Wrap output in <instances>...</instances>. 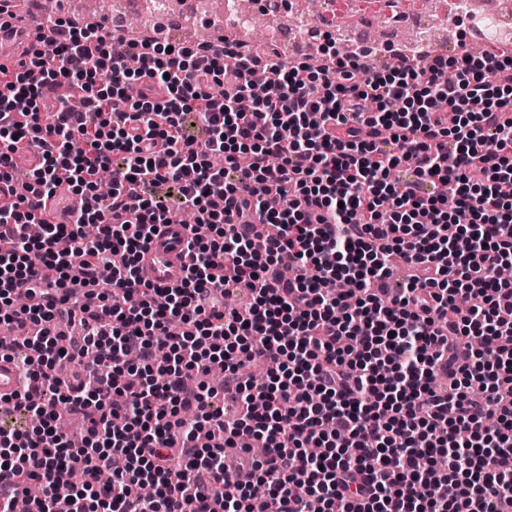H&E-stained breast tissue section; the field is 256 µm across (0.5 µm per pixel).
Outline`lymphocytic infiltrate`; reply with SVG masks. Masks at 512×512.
Here are the masks:
<instances>
[{"label": "lymphocytic infiltrate", "instance_id": "1", "mask_svg": "<svg viewBox=\"0 0 512 512\" xmlns=\"http://www.w3.org/2000/svg\"><path fill=\"white\" fill-rule=\"evenodd\" d=\"M34 36L0 63V182L42 150L0 205V359L39 423L0 427V512H54L76 471L69 512H266L228 448L279 512H512V55L380 69L328 42L315 67L59 19ZM61 187L64 221L37 219L29 196ZM177 209L186 276L161 290L137 262ZM395 256L420 273L394 294Z\"/></svg>", "mask_w": 512, "mask_h": 512}]
</instances>
